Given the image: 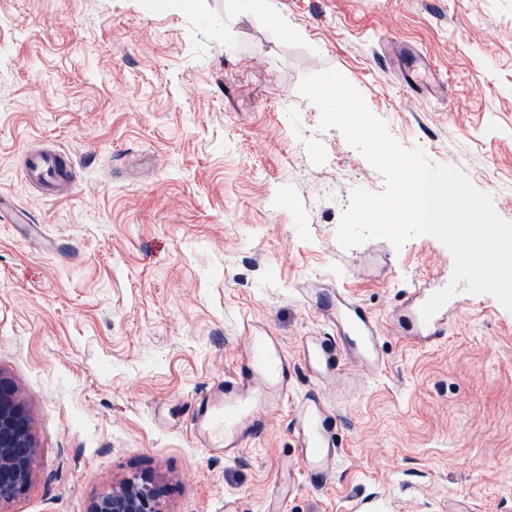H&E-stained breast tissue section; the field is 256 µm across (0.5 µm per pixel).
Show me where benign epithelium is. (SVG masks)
<instances>
[{
    "label": "benign epithelium",
    "instance_id": "7a95c632",
    "mask_svg": "<svg viewBox=\"0 0 512 512\" xmlns=\"http://www.w3.org/2000/svg\"><path fill=\"white\" fill-rule=\"evenodd\" d=\"M36 461L28 412L14 386L0 376V505L26 493ZM160 497L153 479L140 475L98 496L89 512H162Z\"/></svg>",
    "mask_w": 512,
    "mask_h": 512
}]
</instances>
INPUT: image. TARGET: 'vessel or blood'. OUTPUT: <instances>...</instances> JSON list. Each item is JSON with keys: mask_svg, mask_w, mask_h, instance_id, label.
<instances>
[{"mask_svg": "<svg viewBox=\"0 0 512 512\" xmlns=\"http://www.w3.org/2000/svg\"><path fill=\"white\" fill-rule=\"evenodd\" d=\"M25 181L39 190L54 191L73 183L74 165L57 150L28 152L23 163ZM410 303L405 317L424 341L446 339L448 323L442 313L423 319L421 309L433 296L427 281H415L407 291ZM334 332L329 336H305L299 354L311 374L312 389L293 398L295 367L277 337L245 325V346L241 372L226 375L219 386V397H206L196 403L193 431L205 451L239 454L249 426L258 421L254 404L274 400L288 404L291 430L296 442V465L306 481L314 486L328 483L340 454L334 432L335 419L322 396L329 380L343 376V357L361 366L380 371L386 365L376 320L356 304L344 290L336 292Z\"/></svg>", "mask_w": 512, "mask_h": 512, "instance_id": "1", "label": "vessel or blood"}]
</instances>
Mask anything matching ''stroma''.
<instances>
[{
  "instance_id": "stroma-1",
  "label": "stroma",
  "mask_w": 512,
  "mask_h": 512,
  "mask_svg": "<svg viewBox=\"0 0 512 512\" xmlns=\"http://www.w3.org/2000/svg\"><path fill=\"white\" fill-rule=\"evenodd\" d=\"M334 69L405 149L465 173L512 222V0H0V376L38 459L0 512H89L135 474L165 512H512V311L458 290L446 340H406L415 279L447 287L430 235L343 248L352 193L385 176L298 86ZM54 145L75 181L21 176ZM350 289L388 367L327 390L342 446L332 483L294 467L284 407L240 455L200 451L191 406L237 364L243 325L330 334L318 294Z\"/></svg>"
}]
</instances>
